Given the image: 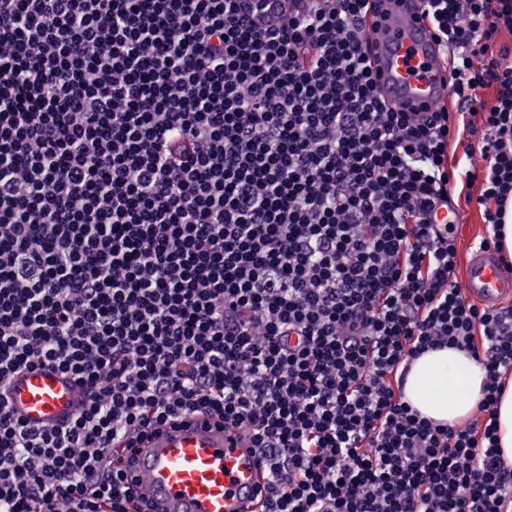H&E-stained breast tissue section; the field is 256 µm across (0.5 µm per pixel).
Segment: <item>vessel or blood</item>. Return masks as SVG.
Returning a JSON list of instances; mask_svg holds the SVG:
<instances>
[{
	"instance_id": "b4317fda",
	"label": "vessel or blood",
	"mask_w": 512,
	"mask_h": 512,
	"mask_svg": "<svg viewBox=\"0 0 512 512\" xmlns=\"http://www.w3.org/2000/svg\"><path fill=\"white\" fill-rule=\"evenodd\" d=\"M367 25L378 44L374 70L387 104L405 112L446 104L448 58L419 0H373ZM462 290L468 300L500 307L512 301V272L494 249L474 247ZM5 395L17 416L35 427L69 420L83 399L76 382L48 367L15 375ZM125 474L151 512H261L264 501V469L248 435L204 414L152 428Z\"/></svg>"
}]
</instances>
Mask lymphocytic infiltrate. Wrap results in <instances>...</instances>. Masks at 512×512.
Returning <instances> with one entry per match:
<instances>
[{
  "label": "lymphocytic infiltrate",
  "mask_w": 512,
  "mask_h": 512,
  "mask_svg": "<svg viewBox=\"0 0 512 512\" xmlns=\"http://www.w3.org/2000/svg\"><path fill=\"white\" fill-rule=\"evenodd\" d=\"M424 2L453 110L386 106L369 0H0V387L84 394L42 427L0 397V512H127L114 439L195 412L249 434L263 512H512V307L431 220L475 185L500 242L512 0ZM447 346L486 372L462 426L399 387ZM462 143L450 142L448 146V165L449 167L458 166L459 169H465L476 163L477 166H482L483 161L478 153L469 157L466 155V144L467 138L463 136L461 138ZM5 395L22 420L31 426L57 425L69 420L83 400L73 380L48 367L15 375ZM500 448L504 457L512 461V384L509 385L498 405Z\"/></svg>",
  "instance_id": "1"
}]
</instances>
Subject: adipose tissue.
<instances>
[{
	"label": "adipose tissue",
	"instance_id": "obj_1",
	"mask_svg": "<svg viewBox=\"0 0 512 512\" xmlns=\"http://www.w3.org/2000/svg\"><path fill=\"white\" fill-rule=\"evenodd\" d=\"M485 373L465 352L445 347L414 360L405 378L406 401L422 416L461 425L484 398Z\"/></svg>",
	"mask_w": 512,
	"mask_h": 512
}]
</instances>
